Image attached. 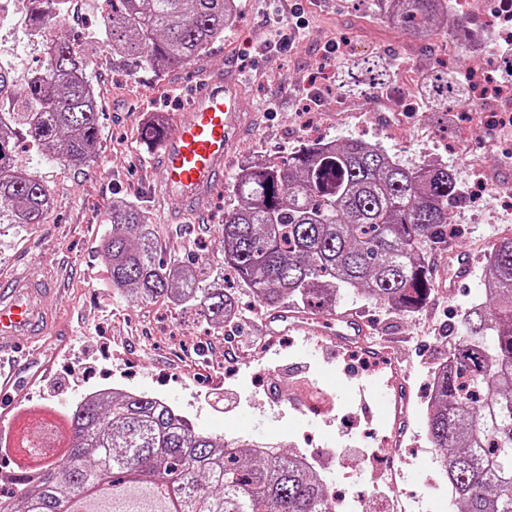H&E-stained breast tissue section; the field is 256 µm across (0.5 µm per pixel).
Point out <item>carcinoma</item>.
Masks as SVG:
<instances>
[{
	"label": "carcinoma",
	"mask_w": 512,
	"mask_h": 512,
	"mask_svg": "<svg viewBox=\"0 0 512 512\" xmlns=\"http://www.w3.org/2000/svg\"><path fill=\"white\" fill-rule=\"evenodd\" d=\"M32 34L46 40V64L18 91L0 64V225L39 224L51 192L19 166L18 134L43 161L86 164L96 156L101 116L88 63L67 38L47 31L64 0H35ZM106 33L130 67L162 71L202 57L237 18V0H106ZM392 20L428 41L448 0H381ZM448 38L474 49L483 36L461 25ZM387 88L384 55L354 57L340 75ZM464 68L433 70L424 97L450 111L467 91ZM223 224L224 268L268 308L330 312L349 294L400 312L417 309L433 288L427 248L455 234L448 216L463 198L448 166L410 169L359 139L304 144L281 162L262 160L233 177ZM104 242L112 286L136 302L195 307L212 325L231 326L237 302L200 267L158 257L134 203L116 201ZM485 301L468 307L461 336L432 372L427 435L445 462L457 512H512V234L488 254ZM69 446L16 477L0 512H332L322 478L288 451L269 458L227 448L195 431L172 407L142 393L67 415Z\"/></svg>",
	"instance_id": "carcinoma-1"
}]
</instances>
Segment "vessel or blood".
<instances>
[{
    "label": "vessel or blood",
    "mask_w": 512,
    "mask_h": 512,
    "mask_svg": "<svg viewBox=\"0 0 512 512\" xmlns=\"http://www.w3.org/2000/svg\"><path fill=\"white\" fill-rule=\"evenodd\" d=\"M243 85L237 67L205 72L191 93L184 111L174 113L168 132L149 149L158 190L177 199L178 210L169 214L173 223L184 215L199 214L209 207L223 187L231 168L234 145L251 130L239 107ZM54 286L50 270L26 271L0 282V392L15 387L16 337L35 339L52 327L38 300ZM338 330L330 335L333 348L361 342L368 320L358 310L337 314Z\"/></svg>",
    "instance_id": "1"
}]
</instances>
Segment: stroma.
<instances>
[{"label":"stroma","mask_w":512,"mask_h":512,"mask_svg":"<svg viewBox=\"0 0 512 512\" xmlns=\"http://www.w3.org/2000/svg\"><path fill=\"white\" fill-rule=\"evenodd\" d=\"M304 30L279 20L273 0H238L236 23L203 57L168 72L125 66L105 35L106 0H82L78 13L50 16L51 33L69 37L89 59V78L102 114L93 163L75 166L40 161L27 142L17 160L34 168L55 206L42 223L0 237V279L27 268L51 267L57 289L46 302L60 334L42 336L47 355L39 365L21 364L14 398L23 406L62 411L90 390L121 384L164 398L199 432L268 441L283 450L315 454L337 512H453V492L425 427L431 373L454 340L462 314L479 301L480 280L491 245L512 233V202L502 192L512 178V133L480 125L468 112L433 111L416 86L393 79L402 92L400 111L387 109L373 88L351 94L339 88L337 71L351 56L387 54L394 66L426 75L443 63L462 62L467 72H494L500 39L478 54L448 37L465 21L450 4L443 28L426 44L414 41L369 0H296ZM12 63L16 88L45 62L42 44L26 29L0 30V62ZM235 63L245 75L241 101L255 129L235 149L236 162L253 156L285 157L315 140L361 138L382 146L405 166L447 164L464 192L453 208L475 278L455 292L434 289L418 311L404 314L360 297L342 308H359L375 329L362 345L330 350L321 336L288 331L257 350L259 326L269 310L255 305L249 288H234V329L207 325L195 311L171 303L142 304L119 296L102 257L113 200L132 201L145 213L163 258L216 273L224 266L222 224L229 189L208 212L182 223L168 220L148 169L140 139L146 119L181 110L203 72ZM468 137L461 150L456 140ZM391 352L374 360L372 350ZM409 373L407 412L396 418L391 363ZM329 393L332 413L317 408L313 388ZM396 441L393 466H374L367 454L383 438Z\"/></svg>","instance_id":"1"}]
</instances>
